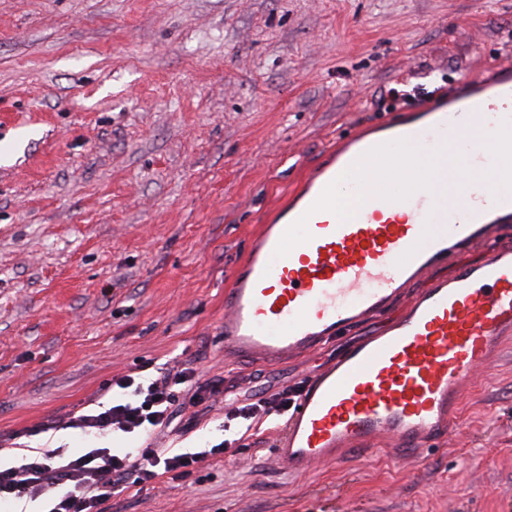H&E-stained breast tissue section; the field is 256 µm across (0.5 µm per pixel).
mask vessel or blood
Listing matches in <instances>:
<instances>
[{"label": "vessel or blood", "mask_w": 512, "mask_h": 512, "mask_svg": "<svg viewBox=\"0 0 512 512\" xmlns=\"http://www.w3.org/2000/svg\"><path fill=\"white\" fill-rule=\"evenodd\" d=\"M452 102H426L417 119L390 120L380 135H357L312 169L261 225L224 291V361L274 364L336 339L345 327L387 310L407 282L464 245L490 256L419 294L382 331L347 347L308 379L272 448L289 473L303 474L347 453H373L384 440L415 452L442 443L457 423L460 387L512 338V248L493 245L512 220V80L466 75ZM493 131L469 143L485 183L421 180L404 145L466 140L470 126ZM375 162L356 217L337 190ZM466 196L458 212L442 197Z\"/></svg>", "instance_id": "b4317fda"}]
</instances>
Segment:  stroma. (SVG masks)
I'll list each match as a JSON object with an SVG mask.
<instances>
[{
    "mask_svg": "<svg viewBox=\"0 0 512 512\" xmlns=\"http://www.w3.org/2000/svg\"><path fill=\"white\" fill-rule=\"evenodd\" d=\"M493 62L512 63V0H0V462L89 448L56 423L118 375L223 380L152 437L198 451L227 400L317 370L336 346L225 365L233 265L336 145ZM279 428L102 512H512V341L427 456L295 476Z\"/></svg>",
    "mask_w": 512,
    "mask_h": 512,
    "instance_id": "stroma-1",
    "label": "stroma"
}]
</instances>
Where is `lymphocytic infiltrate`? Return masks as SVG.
<instances>
[{
  "label": "lymphocytic infiltrate",
  "mask_w": 512,
  "mask_h": 512,
  "mask_svg": "<svg viewBox=\"0 0 512 512\" xmlns=\"http://www.w3.org/2000/svg\"><path fill=\"white\" fill-rule=\"evenodd\" d=\"M122 398L70 417L69 428L91 436L151 433L169 427L179 406L181 393H188L198 404L221 393L223 384L200 383L189 368H169L144 381L132 375L113 378ZM300 393L291 387L271 397L240 403L227 412V420L243 419L259 423L263 418L287 414ZM227 442L212 446L208 453L181 452L171 448H139L115 453L94 448L76 457L66 458L58 450L47 449L24 458L17 466L0 468V500L32 501L43 499L47 512H99V507L116 492L151 483L159 473L172 478L186 476L205 456H219Z\"/></svg>",
  "instance_id": "lymphocytic-infiltrate-1"
}]
</instances>
